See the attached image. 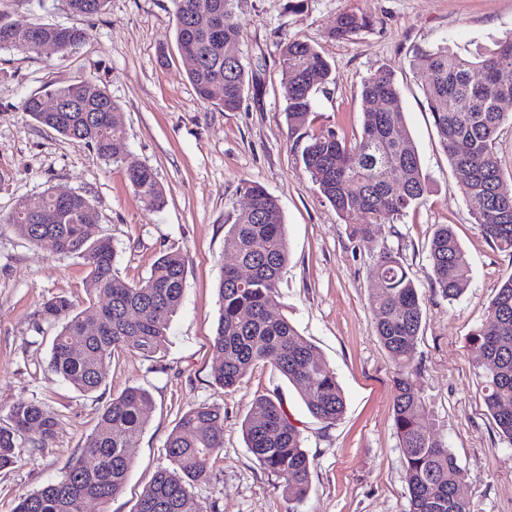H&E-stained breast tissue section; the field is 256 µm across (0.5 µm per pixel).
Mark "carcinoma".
<instances>
[{"mask_svg":"<svg viewBox=\"0 0 512 512\" xmlns=\"http://www.w3.org/2000/svg\"><path fill=\"white\" fill-rule=\"evenodd\" d=\"M67 10L96 16L107 0H62ZM235 0H172L178 46L192 44L197 64L187 76L197 96L210 100V87L224 82L219 104L226 112L241 105L246 81L242 60L224 58V44L237 43L241 29L235 20ZM224 17V30H209L212 15ZM368 24L366 17L343 13L328 35L344 39ZM51 39L58 51L80 48L89 38L78 26L33 23L0 12V48L34 52L39 38ZM280 58L288 71L284 99L293 129L306 125L318 86L330 80L331 67L306 41L282 44ZM415 58L425 76L424 95L441 146L447 153L461 192L479 200L475 222L498 250L512 255V183L502 174L495 151L499 128L507 119L500 102L512 98V33L497 48L469 56L448 46L417 49ZM50 94L72 108L44 112L41 97L22 103L39 124L77 145L94 150L103 160L126 162L129 151L123 128L107 119L119 106L105 87L80 77L57 86ZM361 98V134L351 140L332 130L313 133L302 152V163L336 213L349 222L352 239L368 246L376 226L393 223L427 193L418 151L401 121V95L392 73L366 78ZM135 193L151 207L163 203L154 172L144 165L127 166ZM254 205L237 214L224 236V249L235 263L224 267L218 285L221 314L212 341L220 359L214 381L224 388L243 382L258 365L276 370L303 389L302 399L316 419L333 424L345 410L336 373L318 348L301 336L283 314L271 313L278 283L288 264V243L277 200L258 185L247 188ZM89 200L75 193L60 198L56 188L38 196L20 197L0 224H9L28 241L53 253L83 259L87 269V302L82 309L65 296L47 299L40 316L58 322L48 368L75 389L91 393L104 382L112 357L124 351L145 357L160 353L167 342L170 317L185 288L186 256L162 254L147 277L128 282L118 275L116 251L107 238L92 239L85 214ZM375 284L370 294L375 332L395 367L393 418L409 497V512H470L469 502L457 495L465 479L456 455L429 419L414 364L422 323L416 287L396 253L372 254ZM433 283L444 298L459 299L468 287L470 266L452 227L441 224L428 249ZM251 270L240 279L238 268ZM98 330L89 333L87 325ZM479 353L485 407L500 437L512 444V274L489 303L487 316L470 338ZM149 394L130 386L112 398L86 437L84 457L72 461L61 476L19 498L15 512H85L90 501L106 503L119 495L131 468L129 449L146 423ZM60 426L57 414L38 401L17 402L10 408L9 425L0 426V470L17 459L18 438L32 432V444L48 448ZM249 452L274 475L288 499L302 502L309 492L311 462L299 428L278 397H258L243 423ZM224 449V410L200 404L181 417L166 441L169 466L159 469L140 495L134 512H200L191 489L209 478L212 461Z\"/></svg>","mask_w":512,"mask_h":512,"instance_id":"obj_1","label":"carcinoma"}]
</instances>
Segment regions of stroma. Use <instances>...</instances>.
I'll use <instances>...</instances> for the list:
<instances>
[{"mask_svg":"<svg viewBox=\"0 0 512 512\" xmlns=\"http://www.w3.org/2000/svg\"><path fill=\"white\" fill-rule=\"evenodd\" d=\"M0 11L34 23L77 25L89 32L72 53L0 49V214L16 199L58 187L85 195L94 237L109 238L127 280L147 277L155 259L179 250L188 261L181 303L161 353L123 352L106 369L100 389L82 393L52 373L48 360L56 325L39 311L45 299H85L81 258L55 254L0 224V425L19 401H40L58 414L52 445L23 448L0 470V512L19 496L57 479L81 452L103 406L127 387L146 389L147 424L130 450L123 492L87 512H133L155 472L167 466L165 445L180 417L201 404L224 410V449L208 481L192 494L207 512H408L402 453L393 422L394 365L374 331L369 294L371 249L400 255L421 301L423 319L414 363L431 419L467 477L459 492L471 512H512V444L503 441L482 399L477 353L470 336L506 274L512 255L482 235L477 203L458 189L428 110L424 79L413 66L417 48L448 44L472 53L512 32V0H235L242 37L233 47L246 66L240 108L224 111L200 100L175 42L171 0H108L93 17L65 10L60 0H0ZM366 16L368 26L346 39L329 38L336 17ZM313 44L332 66L304 128L291 129L280 64L283 43ZM392 72L402 120L414 142L428 191L397 224L382 225L373 248L357 245L348 224L305 172L309 133L350 138L362 128L361 83ZM89 76L103 83L119 109L131 162L151 168L165 204L153 209L135 194L123 166L110 164L36 123L21 104L48 86ZM256 184L274 196L284 218L289 261L275 312L288 316L334 369L346 408L328 425L315 419L294 387L257 366L241 387L213 381L212 348L220 313L217 286L233 256L224 236L249 203ZM451 225L466 251L471 278L454 302L432 282L428 245L438 225ZM277 394L299 427L312 462L310 490L289 501L275 476L249 452L242 422L258 396Z\"/></svg>","mask_w":512,"mask_h":512,"instance_id":"1","label":"stroma"}]
</instances>
